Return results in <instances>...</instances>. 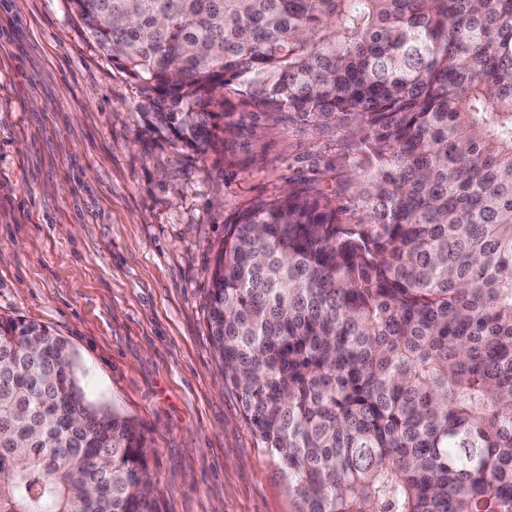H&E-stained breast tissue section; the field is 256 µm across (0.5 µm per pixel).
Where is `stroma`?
Wrapping results in <instances>:
<instances>
[{
	"mask_svg": "<svg viewBox=\"0 0 512 512\" xmlns=\"http://www.w3.org/2000/svg\"><path fill=\"white\" fill-rule=\"evenodd\" d=\"M69 0H0V318L64 339L88 399L149 446L154 512H297L222 381L207 292L224 228L362 185L340 121L229 111L197 154L147 130Z\"/></svg>",
	"mask_w": 512,
	"mask_h": 512,
	"instance_id": "35a3bbf8",
	"label": "stroma"
}]
</instances>
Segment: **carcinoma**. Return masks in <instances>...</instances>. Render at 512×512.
<instances>
[{
    "mask_svg": "<svg viewBox=\"0 0 512 512\" xmlns=\"http://www.w3.org/2000/svg\"><path fill=\"white\" fill-rule=\"evenodd\" d=\"M144 124L202 154L228 96L339 117L368 185L228 225L224 388L297 512H512V0H69ZM136 424L0 318V512H151Z\"/></svg>",
    "mask_w": 512,
    "mask_h": 512,
    "instance_id": "cac0c4a2",
    "label": "carcinoma"
}]
</instances>
